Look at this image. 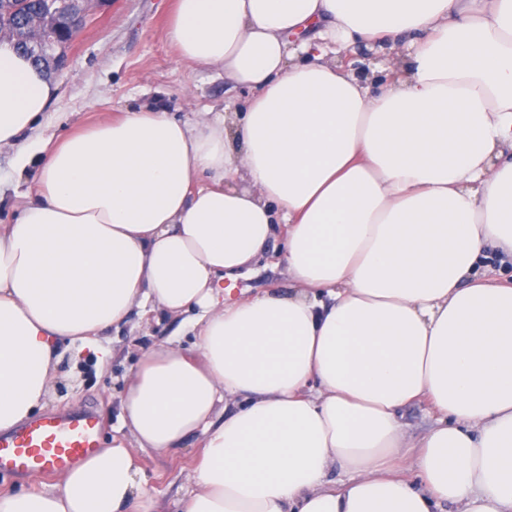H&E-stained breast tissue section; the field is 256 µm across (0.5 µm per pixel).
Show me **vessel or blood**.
<instances>
[{"label": "vessel or blood", "instance_id": "vessel-or-blood-1", "mask_svg": "<svg viewBox=\"0 0 512 512\" xmlns=\"http://www.w3.org/2000/svg\"><path fill=\"white\" fill-rule=\"evenodd\" d=\"M100 422L93 413L48 414L0 433V473H56L72 468L99 448Z\"/></svg>", "mask_w": 512, "mask_h": 512}]
</instances>
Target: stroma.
I'll return each instance as SVG.
<instances>
[{
  "instance_id": "obj_1",
  "label": "stroma",
  "mask_w": 512,
  "mask_h": 512,
  "mask_svg": "<svg viewBox=\"0 0 512 512\" xmlns=\"http://www.w3.org/2000/svg\"><path fill=\"white\" fill-rule=\"evenodd\" d=\"M170 0H90V18L66 48L63 63L52 80L58 92L47 106L39 127L22 138V147H0V224L9 223L18 195L35 186V163L23 162L22 150L56 144L69 132L94 125L100 113L129 112L142 107L182 119L196 108L223 111L228 102L244 103L222 73L181 62L168 35ZM288 276L282 250L268 252L253 270L238 278L234 296L287 292ZM173 340L192 348L195 338L180 323L155 313L132 314L119 328L103 332L107 354L66 350L60 365L61 389L49 399L45 413H74L94 409L100 419V446L131 444L119 418L123 380L143 351ZM203 452L202 437L159 454L150 449L139 456L151 476L156 512H181L183 475Z\"/></svg>"
}]
</instances>
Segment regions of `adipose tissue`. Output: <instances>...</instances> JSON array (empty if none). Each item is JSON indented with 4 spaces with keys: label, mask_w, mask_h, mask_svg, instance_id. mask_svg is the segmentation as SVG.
<instances>
[{
    "label": "adipose tissue",
    "mask_w": 512,
    "mask_h": 512,
    "mask_svg": "<svg viewBox=\"0 0 512 512\" xmlns=\"http://www.w3.org/2000/svg\"><path fill=\"white\" fill-rule=\"evenodd\" d=\"M169 38L246 109L106 113L40 150L0 224V431L44 406L60 342L101 354L148 310L195 348L125 378L134 447L0 512H154L139 451L196 435L183 512H512V284L485 272L512 266V0H174ZM377 41L374 94L342 58ZM56 92L0 40V145ZM279 237L288 292L225 298Z\"/></svg>",
    "instance_id": "1"
}]
</instances>
